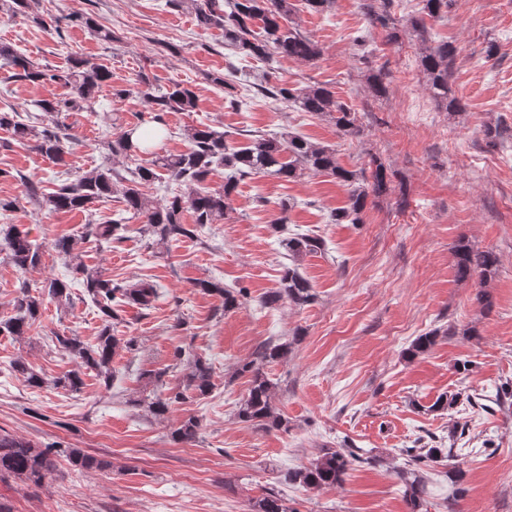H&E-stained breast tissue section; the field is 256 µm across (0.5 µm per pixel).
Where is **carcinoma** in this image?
Masks as SVG:
<instances>
[{
    "label": "carcinoma",
    "mask_w": 512,
    "mask_h": 512,
    "mask_svg": "<svg viewBox=\"0 0 512 512\" xmlns=\"http://www.w3.org/2000/svg\"><path fill=\"white\" fill-rule=\"evenodd\" d=\"M422 2L421 13L431 18H439L448 12L449 0ZM293 12L294 4L290 0H199L195 6L198 25L206 29H223L224 48L235 55L262 62L271 61L275 55L291 60L314 61L320 56L321 50L315 41L294 26ZM65 21L88 28L103 41H112V31L97 25L94 19L85 14H69L65 16ZM257 25L260 26L258 33L254 30ZM454 53L455 49L446 42L426 46L421 52V65L427 75L429 90L437 101L450 110L459 105L450 83ZM0 60L10 68L9 79L15 82L34 85L60 83L71 89V97L66 100L41 98L35 100L30 109L20 110L12 106L7 112L0 111V128L10 131L13 140L31 142L33 149L41 155L57 162L63 161L66 133L57 122L52 126L43 123L42 116L54 117L64 111H95V94L103 83L111 79V71L102 64L82 59L71 60L64 70L48 69L20 53L8 42H0ZM258 92L275 103L289 102L303 112L332 115L340 133L351 138L360 135L356 112L336 99L334 92L325 87L310 86L297 91L278 88L266 80L259 85ZM144 96L159 124L162 123V113L191 112L197 102L195 92L179 84L161 93L147 90ZM135 132L134 128L117 132L112 141L108 142L113 163L130 160L135 162V166H126L120 170L114 167L92 170L73 183L58 185L45 199V203L55 211L87 212L91 204L110 197L114 184L120 183L124 213L116 215L106 224L89 225L90 233L108 241L116 236L122 224L129 222V218L142 217L145 219V232L164 242L195 237L206 225L224 219L238 182L261 173H272L286 181L297 179L307 172L327 174L350 186L346 204L330 213V220L334 224L362 223L361 214L366 208L369 195H380L387 189L382 163L374 162L375 168L368 179L361 172L340 166L335 152L318 147L290 132L268 137L261 135L236 148L224 140V134L208 127H194L187 131L189 147L186 151L176 155H160L145 163L139 162V157L151 154L153 139L162 134V130L157 128L144 133V144L132 140ZM219 166L224 167V189L211 191L206 182ZM164 175L172 187L168 188L169 196L160 203L148 197L144 188ZM8 177L23 182L27 195L36 201L40 200L41 188L38 184L20 174L0 169V178ZM187 209L195 215L193 224L183 223V212ZM0 233L3 234V248L15 267L26 271L41 264L43 253L29 239L27 231L11 225ZM281 245L287 252L290 264L284 267L280 287L268 292L262 303L267 307L283 300L296 305L309 304L315 299V293L309 281L299 272L296 261L303 255L322 249V241L301 234L282 240ZM52 248L62 259H72L74 263L70 264V281H50L47 285L48 295L59 305L66 306L71 300V284L78 283L85 288L105 321L93 345L84 342L79 336H55L58 347L77 359V368L53 378L52 384L79 393L84 386L83 376L88 371L96 372L97 376L107 382L111 379L110 364L121 343V339L114 335L113 305L132 303L142 309H151L161 297V291L158 285L147 280L132 285L112 283L101 272L76 261L74 242L66 236L55 239ZM455 257L457 277L462 281L476 278L483 283L496 273L498 257L491 251L475 249L462 241L456 246ZM193 287L204 293L221 296L226 311L239 307L241 297L245 296L241 288H226L220 282L208 279L195 281ZM42 303V296L31 295L26 285L21 287L15 298V315L0 319V336L25 335L30 322L36 320ZM440 333L441 330L434 329L418 337L409 355L413 357L430 350ZM299 336L300 332L296 331L287 343L269 341L263 344L257 353L258 361L270 363L286 357L292 344L299 341ZM12 368L32 387L40 388L46 383L42 375L20 359L13 361ZM241 371L251 372L253 376L248 394L239 404L237 419L266 429L288 428V420L273 409L272 381L253 361L244 364ZM212 388L210 363L201 356H195L189 364L182 389L152 400L136 399L134 403L160 416L171 405L186 400L188 395L203 398L211 393ZM197 429V420L190 416L171 433V438L175 442L189 441L196 436ZM54 455L51 447L42 448L30 441L0 433V482L11 478L27 485L43 486L55 471ZM405 456L407 467L401 469L398 475L404 482L405 497L411 512H419L423 493L421 464H438L449 459L451 452L444 448L423 446L405 449ZM69 458L75 465L86 470L108 466L106 460L85 454L77 448L70 450ZM362 460L368 462L370 458H364L354 450L323 448L310 466L286 472L285 481L298 482L311 488L339 486L351 466ZM253 512H287V508L281 499L270 494L255 502Z\"/></svg>",
    "instance_id": "carcinoma-1"
}]
</instances>
